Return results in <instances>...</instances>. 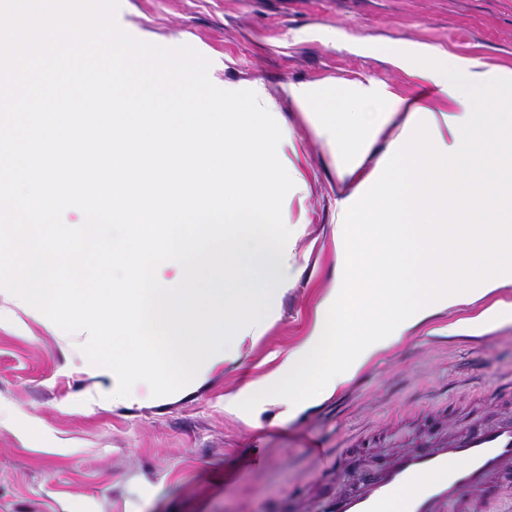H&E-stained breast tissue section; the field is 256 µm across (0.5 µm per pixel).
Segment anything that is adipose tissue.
Wrapping results in <instances>:
<instances>
[{
	"instance_id": "1",
	"label": "adipose tissue",
	"mask_w": 512,
	"mask_h": 512,
	"mask_svg": "<svg viewBox=\"0 0 512 512\" xmlns=\"http://www.w3.org/2000/svg\"><path fill=\"white\" fill-rule=\"evenodd\" d=\"M392 57L438 90L440 107L408 104L371 81L284 89L300 111L321 116L318 134L348 159L351 189L336 201L345 274L276 372L225 396L228 411L252 402L293 410L331 396L431 310L471 303L512 280V121L491 111L512 86V70L428 44ZM360 103L371 114L364 124L355 118ZM387 131L395 163L365 172L373 138ZM414 245L430 268L417 305L405 271Z\"/></svg>"
}]
</instances>
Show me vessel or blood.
<instances>
[{
	"label": "vessel or blood",
	"mask_w": 512,
	"mask_h": 512,
	"mask_svg": "<svg viewBox=\"0 0 512 512\" xmlns=\"http://www.w3.org/2000/svg\"><path fill=\"white\" fill-rule=\"evenodd\" d=\"M512 474V419L453 434L435 448H409L381 470L367 471L356 488L326 501L322 512H384L406 494L404 512H465Z\"/></svg>",
	"instance_id": "obj_1"
}]
</instances>
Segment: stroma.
<instances>
[{"label": "stroma", "instance_id": "35a3bbf8", "mask_svg": "<svg viewBox=\"0 0 512 512\" xmlns=\"http://www.w3.org/2000/svg\"><path fill=\"white\" fill-rule=\"evenodd\" d=\"M119 25L154 44L193 47L217 87L263 83L287 133L277 153L292 174L282 212L293 284L259 338L198 388L131 404L63 330L24 310L0 323V512H321L354 485L343 451L370 443L367 465L436 434L512 412V320L458 328L512 284L441 308L336 393L295 413L277 403L232 413L224 398L270 375L307 335L342 273L334 234L343 161L283 86L374 80L407 100L435 99L396 66L394 48L430 43L512 70V0H120Z\"/></svg>", "mask_w": 512, "mask_h": 512}]
</instances>
